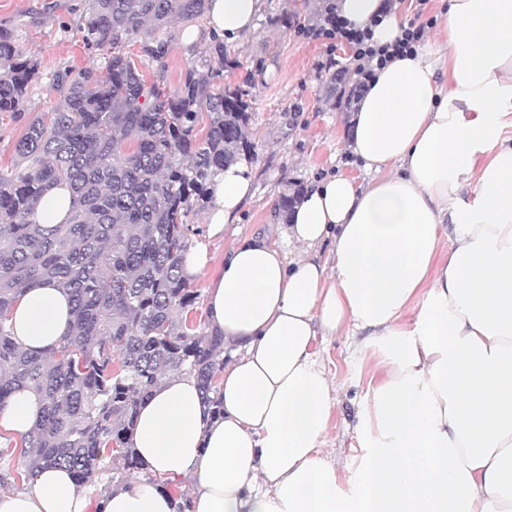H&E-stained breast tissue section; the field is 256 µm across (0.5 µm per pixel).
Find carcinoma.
Segmentation results:
<instances>
[{"label":"carcinoma","mask_w":512,"mask_h":512,"mask_svg":"<svg viewBox=\"0 0 512 512\" xmlns=\"http://www.w3.org/2000/svg\"><path fill=\"white\" fill-rule=\"evenodd\" d=\"M84 2L77 30L89 65L55 72L59 99L44 116L24 111L39 63L0 29V112L24 122L14 164L0 168V405L21 389L42 402L32 432L0 448V465L18 457L22 481L64 466L81 486L97 482L106 453L139 468L129 433L163 377L195 376L223 414L224 336L195 333L183 261L201 229L187 220L208 202L217 171L253 150L248 93L220 83L237 66L224 41L208 47L220 67L191 66L174 92L121 51L142 35L144 55L164 63L169 41L153 33L175 19L204 20L208 0ZM61 183L72 193L69 222L32 221L39 199ZM38 281L67 291L74 313L45 355L20 348L9 325L20 291Z\"/></svg>","instance_id":"1"}]
</instances>
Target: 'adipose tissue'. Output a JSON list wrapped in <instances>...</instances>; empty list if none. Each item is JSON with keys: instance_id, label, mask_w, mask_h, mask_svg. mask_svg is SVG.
I'll return each instance as SVG.
<instances>
[{"instance_id": "adipose-tissue-1", "label": "adipose tissue", "mask_w": 512, "mask_h": 512, "mask_svg": "<svg viewBox=\"0 0 512 512\" xmlns=\"http://www.w3.org/2000/svg\"><path fill=\"white\" fill-rule=\"evenodd\" d=\"M393 43L383 0H338ZM264 0H212L182 45L246 37ZM436 46L376 69L351 148L365 179L309 185L287 244L243 239L204 289L211 331L241 354L214 415L193 376L139 405L130 445L148 479L88 495L71 471L38 469L0 490V512H176L169 481L193 478L185 512H512V0H448ZM253 196L250 166L218 171L210 235ZM73 321L42 281L11 310L15 342L47 353ZM346 336L376 369L355 415L356 454L323 455L333 384L318 337ZM40 415L25 389L0 407L20 438Z\"/></svg>"}]
</instances>
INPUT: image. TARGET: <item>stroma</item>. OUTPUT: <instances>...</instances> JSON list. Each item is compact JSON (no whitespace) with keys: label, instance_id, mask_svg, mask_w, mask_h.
I'll list each match as a JSON object with an SVG mask.
<instances>
[{"label":"stroma","instance_id":"stroma-1","mask_svg":"<svg viewBox=\"0 0 512 512\" xmlns=\"http://www.w3.org/2000/svg\"><path fill=\"white\" fill-rule=\"evenodd\" d=\"M81 0H0V28L11 30L25 54L36 57L42 76L29 92L25 107L31 114L52 111L57 97L50 89L54 72L66 66L80 68L88 59L76 33ZM323 0H266L255 29L243 40L228 43L224 51L237 61L225 69V84H246L252 118L248 137L256 147L251 162L253 197L244 205L236 223L223 235L205 233V210L192 212L189 223L200 227L192 243L204 247L210 258L205 274L190 279L194 291H202L209 276L224 263V255L236 239L271 236L285 240L288 226L274 216L275 205L290 182L309 184L335 171L359 174L361 166L347 148L344 135L353 111L337 107L340 81L322 68L327 54L322 42L299 35L297 24L315 22ZM183 22L171 23L166 32L171 50L164 65L144 56L140 40L125 43L123 50L146 76L162 75L168 89H177L188 65L212 63L207 40L193 47L180 42ZM270 67L268 77L256 71ZM319 355L329 372L338 403L333 407L324 454L346 461L351 455V426L374 371L372 358H351L349 341L334 337L319 345Z\"/></svg>","mask_w":512,"mask_h":512}]
</instances>
